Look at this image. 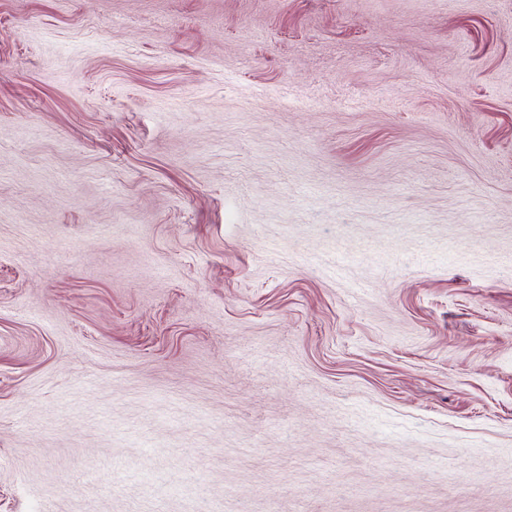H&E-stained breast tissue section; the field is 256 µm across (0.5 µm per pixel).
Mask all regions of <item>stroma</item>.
I'll return each instance as SVG.
<instances>
[{
  "mask_svg": "<svg viewBox=\"0 0 512 512\" xmlns=\"http://www.w3.org/2000/svg\"><path fill=\"white\" fill-rule=\"evenodd\" d=\"M0 512H512V0H0Z\"/></svg>",
  "mask_w": 512,
  "mask_h": 512,
  "instance_id": "35a3bbf8",
  "label": "stroma"
}]
</instances>
